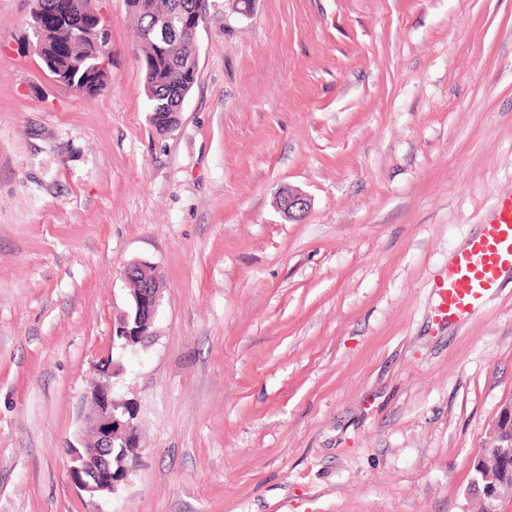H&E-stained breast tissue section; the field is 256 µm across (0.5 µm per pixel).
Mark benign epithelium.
<instances>
[{"label": "benign epithelium", "instance_id": "7a95c632", "mask_svg": "<svg viewBox=\"0 0 512 512\" xmlns=\"http://www.w3.org/2000/svg\"><path fill=\"white\" fill-rule=\"evenodd\" d=\"M280 206L285 216L294 220L308 212L309 200L301 193H290L281 199ZM161 279L155 271L139 287L130 289L128 310L123 312L118 325L120 348H134L153 337L161 301ZM96 371L99 380L86 396L94 416L77 443L70 442L64 448L72 482L91 497L111 494L126 482L138 467L136 459L141 448L132 406L112 391V379L121 374L119 365L108 358L98 363ZM492 435L500 470L493 473L480 461H474V475L467 491L478 501L479 512H498L499 501L512 496V402L502 407Z\"/></svg>", "mask_w": 512, "mask_h": 512}]
</instances>
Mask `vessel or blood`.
<instances>
[{
  "label": "vessel or blood",
  "mask_w": 512,
  "mask_h": 512,
  "mask_svg": "<svg viewBox=\"0 0 512 512\" xmlns=\"http://www.w3.org/2000/svg\"><path fill=\"white\" fill-rule=\"evenodd\" d=\"M512 272V194L503 196L490 221L471 237L435 281L441 322H462L483 310Z\"/></svg>",
  "instance_id": "1"
}]
</instances>
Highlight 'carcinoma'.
Returning a JSON list of instances; mask_svg holds the SVG:
<instances>
[{
	"instance_id": "cac0c4a2",
	"label": "carcinoma",
	"mask_w": 512,
	"mask_h": 512,
	"mask_svg": "<svg viewBox=\"0 0 512 512\" xmlns=\"http://www.w3.org/2000/svg\"><path fill=\"white\" fill-rule=\"evenodd\" d=\"M138 18L136 37L143 46L139 64L150 104V122L166 133L177 126L181 107L192 90L198 70L196 48L182 21L196 15L194 0H126ZM73 14L92 35L99 28L90 0H71ZM56 66L65 76V85L76 91L93 80L103 88L107 72L95 71L94 49L74 27L59 28L46 45Z\"/></svg>"
}]
</instances>
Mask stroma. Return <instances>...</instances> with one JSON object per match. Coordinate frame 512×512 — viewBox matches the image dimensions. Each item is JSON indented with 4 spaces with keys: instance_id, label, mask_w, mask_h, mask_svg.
<instances>
[{
    "instance_id": "1",
    "label": "stroma",
    "mask_w": 512,
    "mask_h": 512,
    "mask_svg": "<svg viewBox=\"0 0 512 512\" xmlns=\"http://www.w3.org/2000/svg\"><path fill=\"white\" fill-rule=\"evenodd\" d=\"M92 5L89 97L0 0V512H478L512 276L444 327L431 285L512 193V0H208L164 134L125 0ZM132 261L162 298L122 350ZM107 355L143 451L92 498L63 449ZM281 209L288 219L294 220L305 215L309 209V200L302 193H289L280 202Z\"/></svg>"
}]
</instances>
